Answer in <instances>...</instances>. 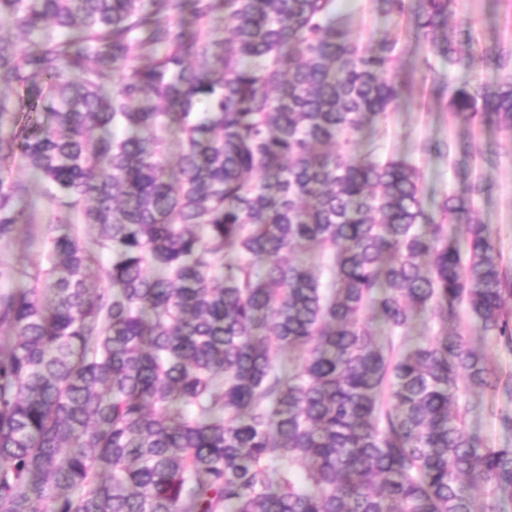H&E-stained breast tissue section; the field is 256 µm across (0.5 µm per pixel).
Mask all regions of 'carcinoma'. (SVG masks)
<instances>
[{
    "instance_id": "carcinoma-1",
    "label": "carcinoma",
    "mask_w": 512,
    "mask_h": 512,
    "mask_svg": "<svg viewBox=\"0 0 512 512\" xmlns=\"http://www.w3.org/2000/svg\"><path fill=\"white\" fill-rule=\"evenodd\" d=\"M455 2L419 0L415 33L500 70L448 102L512 129V55L440 37ZM395 50L353 41L336 0H0V243L34 180L97 246L49 227L45 264L0 267L28 280L0 292V512L512 500V448L463 403L500 378L448 328L463 308L512 347L484 187L429 210L407 159L357 154L400 102ZM418 313L440 330L414 342Z\"/></svg>"
}]
</instances>
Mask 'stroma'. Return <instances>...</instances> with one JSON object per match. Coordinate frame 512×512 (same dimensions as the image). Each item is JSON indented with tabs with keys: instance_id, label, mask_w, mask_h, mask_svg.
Wrapping results in <instances>:
<instances>
[{
	"instance_id": "1",
	"label": "stroma",
	"mask_w": 512,
	"mask_h": 512,
	"mask_svg": "<svg viewBox=\"0 0 512 512\" xmlns=\"http://www.w3.org/2000/svg\"><path fill=\"white\" fill-rule=\"evenodd\" d=\"M336 7L347 16L351 37L363 46L378 48L386 38L397 43L391 74L402 87L400 105L385 119L364 128L359 154H393L413 162L419 169L423 198L429 207L444 196L458 194L464 178L480 179L484 192L473 198L470 211L477 221L491 225L505 260L512 262V131L488 123H465L449 109L447 100L435 93L442 82L459 85L477 78L494 85L500 80L499 72L466 59L448 66L412 35L410 17L387 16L375 0H337ZM464 28L469 29L475 50L512 51V0H458L446 32L454 40ZM431 141L488 142L493 151L484 156L424 151V144ZM30 199L37 204L36 224L21 226L16 237L0 247V260L16 266L38 265L45 251L44 227L50 213L40 183H32ZM461 326L500 377L512 375V350L495 336L485 334L476 323L465 319ZM464 398L470 433L488 447L512 448V434L504 432L496 418L500 411H512V398L499 389L468 392Z\"/></svg>"
}]
</instances>
